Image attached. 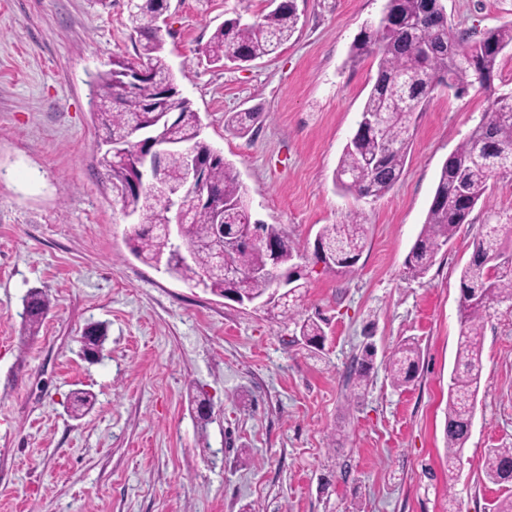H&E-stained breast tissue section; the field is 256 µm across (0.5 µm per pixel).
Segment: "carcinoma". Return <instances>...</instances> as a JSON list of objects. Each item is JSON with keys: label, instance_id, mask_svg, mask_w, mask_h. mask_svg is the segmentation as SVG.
Segmentation results:
<instances>
[{"label": "carcinoma", "instance_id": "carcinoma-1", "mask_svg": "<svg viewBox=\"0 0 512 512\" xmlns=\"http://www.w3.org/2000/svg\"><path fill=\"white\" fill-rule=\"evenodd\" d=\"M437 0H386L384 11L392 18L384 27L366 28L353 46L356 55L379 56L375 81L361 112V117H381V134L376 136L357 129L347 144L336 168L334 182L341 190L357 197H380L400 179L412 137L415 112L422 107L436 79L446 77L458 86V95L477 87L488 96L487 121L479 123L468 138L443 163L438 183L421 233L407 260L413 276L424 275L439 250L454 237L458 227L467 222L479 203L486 202L490 181L512 171V88L494 86L498 59L512 47V24L490 29L472 38L469 32L454 30L448 21L430 10L427 2ZM166 0H140L129 11L131 29L139 48L134 61L112 62V68L95 74L91 82L93 98L103 108L97 120L107 131L106 140L137 147L134 130L153 112L170 111L177 121L169 130L179 146L166 163V181L183 186L185 153L188 149L208 152L201 139V119L190 102L179 97L177 79L164 53L158 21L164 14ZM299 15L293 0H281L245 21L242 16L227 19L213 32L204 53L212 63L232 59L246 63L276 53L296 32ZM206 183L224 204V223L250 224L247 189L233 164L221 155L207 160ZM99 165L112 184L124 215L137 221L128 246L131 254L145 264L162 263L164 272L192 286L213 264L212 224L214 211L191 207L189 221L178 228V242L162 229L168 217L170 197L134 187V168L115 162L103 152ZM499 215L492 212L479 237L472 243L469 261L460 271V336L455 367L448 383V411L445 448L448 469L460 463L471 430L476 396L482 370V336L486 317L493 305L512 302V254L501 251L498 235ZM266 238L283 241L279 266H295L296 248L276 224H260ZM325 245L326 266L350 268L356 264L367 242V225L353 219L346 224H326L318 233ZM224 264L241 271L230 285L215 275L210 288L228 286L253 299L264 301L262 312L295 321L305 343H321L325 331L319 320H295V308L305 283L279 295L273 292L274 276L269 269L266 250L258 243L228 251ZM51 309L49 295L39 289L29 291L24 299L23 316L28 336L38 335ZM106 328L89 326L81 351L102 349ZM374 355L372 346L355 369V388L365 386ZM419 352L410 343L400 344L386 364L391 383L404 387L415 379ZM96 404L94 394L74 392L73 411L81 417ZM512 462V448H489L485 453L486 479L499 484L505 464Z\"/></svg>", "mask_w": 512, "mask_h": 512}]
</instances>
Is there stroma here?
<instances>
[{"mask_svg": "<svg viewBox=\"0 0 512 512\" xmlns=\"http://www.w3.org/2000/svg\"><path fill=\"white\" fill-rule=\"evenodd\" d=\"M455 30L512 23V0H442ZM299 29L277 55L219 66L203 54L224 20L264 0H170L160 20L202 137L236 167L254 219L281 225L306 259L300 318L322 317L321 348L272 320L136 259L129 224L98 164L105 131L91 80L135 59L127 0H0V512H488L512 484L484 476L487 449L512 447V304L485 321L471 435L445 464L448 380L461 332L459 273L487 210L512 250V176L412 276L407 256L440 169L488 109L478 89L437 85L404 172L380 198L333 174L377 73L354 56L384 0H296ZM240 112L259 113L241 126ZM358 218L368 240L350 269L311 264L325 224ZM53 302L27 338L23 300ZM104 350L81 353L88 325ZM416 379L385 369L404 340ZM375 356L364 396L351 370ZM96 397L72 417L74 390ZM211 406L200 424L195 399Z\"/></svg>", "mask_w": 512, "mask_h": 512, "instance_id": "35a3bbf8", "label": "stroma"}]
</instances>
